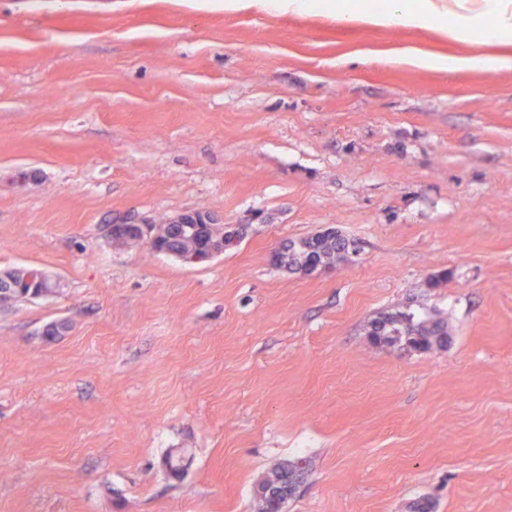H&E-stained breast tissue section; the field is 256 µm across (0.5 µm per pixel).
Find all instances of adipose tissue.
Returning a JSON list of instances; mask_svg holds the SVG:
<instances>
[{
  "mask_svg": "<svg viewBox=\"0 0 512 512\" xmlns=\"http://www.w3.org/2000/svg\"><path fill=\"white\" fill-rule=\"evenodd\" d=\"M228 11L337 12L342 23L377 27L439 28L456 42L470 46L467 54L439 57L413 56L412 64L448 71L478 69L496 73L512 69V0H361L354 7H334L332 0H224ZM501 46L498 54L482 53V46Z\"/></svg>",
  "mask_w": 512,
  "mask_h": 512,
  "instance_id": "1",
  "label": "adipose tissue"
}]
</instances>
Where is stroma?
I'll list each match as a JSON object with an SVG mask.
<instances>
[{
	"label": "stroma",
	"mask_w": 512,
	"mask_h": 512,
	"mask_svg": "<svg viewBox=\"0 0 512 512\" xmlns=\"http://www.w3.org/2000/svg\"><path fill=\"white\" fill-rule=\"evenodd\" d=\"M216 0H0V512H512V70ZM244 226L191 263L121 221ZM357 244L290 272L277 242ZM445 281L429 287L432 275ZM413 309L448 344H373ZM186 453L181 479L164 468ZM410 62L422 68L444 69L448 71L478 69L487 73H496L502 70L512 69V54L472 52L449 57L420 54L413 56ZM54 288L45 272L37 268H23L0 273V303L20 296L37 298ZM293 475L297 479L300 478L299 473L294 468H283L280 473L279 477H267L263 480H261L256 485V494L258 497H263L264 495L269 496H277L282 495L284 493L288 492V488L286 487V482L289 476Z\"/></svg>",
	"instance_id": "stroma-1"
}]
</instances>
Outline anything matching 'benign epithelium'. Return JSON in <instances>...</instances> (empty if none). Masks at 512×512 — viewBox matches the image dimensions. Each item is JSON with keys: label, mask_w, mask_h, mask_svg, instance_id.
<instances>
[{"label": "benign epithelium", "mask_w": 512, "mask_h": 512, "mask_svg": "<svg viewBox=\"0 0 512 512\" xmlns=\"http://www.w3.org/2000/svg\"><path fill=\"white\" fill-rule=\"evenodd\" d=\"M208 225L211 235L208 242L202 248V253L193 256L195 261H204L221 255L225 250L236 246L241 240V233L237 228L226 227L214 222L212 216L206 212L184 214L168 224H133L121 222L112 224L108 228L109 236L116 242H143L154 251L166 252L163 246L165 240L176 233H182L188 237L199 235V226ZM53 287L45 272L37 268H23L0 273V303L14 300L20 296L37 298L50 292ZM299 477L294 468H284L279 476L267 477L256 485V494L277 496L288 492L286 482L289 476Z\"/></svg>", "instance_id": "1"}]
</instances>
